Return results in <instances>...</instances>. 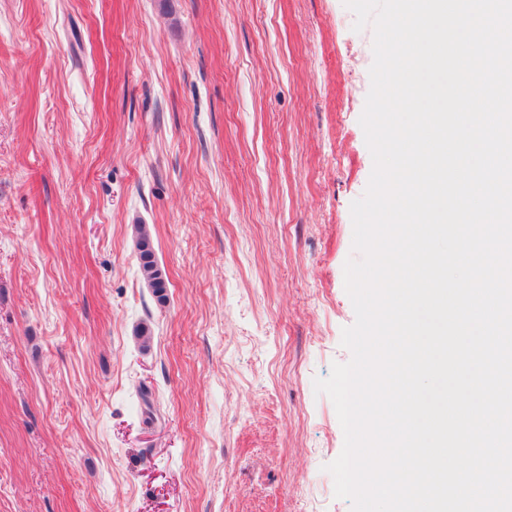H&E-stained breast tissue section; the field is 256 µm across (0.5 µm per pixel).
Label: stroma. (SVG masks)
<instances>
[{
    "instance_id": "1",
    "label": "stroma",
    "mask_w": 512,
    "mask_h": 512,
    "mask_svg": "<svg viewBox=\"0 0 512 512\" xmlns=\"http://www.w3.org/2000/svg\"><path fill=\"white\" fill-rule=\"evenodd\" d=\"M354 22L342 0H0V512H352L314 381L351 358L373 168ZM135 238L141 272L157 300L163 301L166 298V284L155 260L153 240L146 225H136Z\"/></svg>"
}]
</instances>
